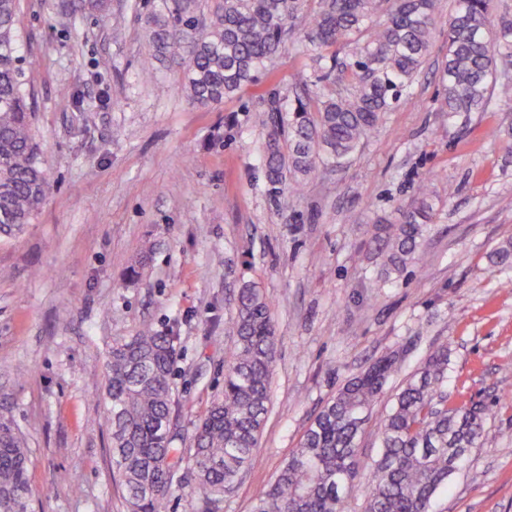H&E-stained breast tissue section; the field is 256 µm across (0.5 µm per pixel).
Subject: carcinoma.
Returning a JSON list of instances; mask_svg holds the SVG:
<instances>
[{
  "label": "carcinoma",
  "mask_w": 512,
  "mask_h": 512,
  "mask_svg": "<svg viewBox=\"0 0 512 512\" xmlns=\"http://www.w3.org/2000/svg\"><path fill=\"white\" fill-rule=\"evenodd\" d=\"M17 0H0V233L23 231L47 189L16 29ZM492 0H454L448 54L440 73L438 111L487 112L493 95L512 97V20H492ZM304 0H221L210 23L203 0H161L145 17L147 58L179 57L180 94L209 107L258 85L259 75L288 44L287 20ZM309 19L314 49L339 46L344 55H314L291 93L265 90L262 145L266 179L276 194L299 193L321 161L340 165L354 154L384 114L408 93L429 55L443 0H317ZM73 15L99 16L108 0H61ZM431 178L425 177L400 224L373 225L385 273L424 262L423 233L433 216ZM512 267V241L489 255ZM234 337L224 366V390L210 403L190 437L175 448L177 416L172 374L179 336L174 327L144 326L112 344L105 355L101 398L116 449L118 480L128 512H165L185 461L200 497L195 512H214L245 469L259 462L269 381L277 353L271 304L257 288L237 291L224 327ZM400 369L391 355L349 379L324 405L298 448L252 512H347L359 474V440L369 412ZM448 344L432 346L406 380L380 425V453L369 466L363 512H432L435 495L455 473L456 454L486 439L482 413L448 401ZM29 450L7 419H0V512H29Z\"/></svg>",
  "instance_id": "cac0c4a2"
}]
</instances>
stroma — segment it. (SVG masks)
<instances>
[{
  "label": "stroma",
  "instance_id": "1",
  "mask_svg": "<svg viewBox=\"0 0 512 512\" xmlns=\"http://www.w3.org/2000/svg\"><path fill=\"white\" fill-rule=\"evenodd\" d=\"M144 0L102 17L59 0H18L16 27L48 188L23 232L0 235V418L27 441L30 512H127L100 398L112 341L177 326L173 387L190 434L224 385V322L243 284L272 305L278 352L260 460L217 512H251L322 406L347 380L397 355L359 441L436 343L452 400L481 407L471 449L432 512H512V269L489 253L512 239V100L448 116L435 96L447 50L439 13L411 95L343 165L318 164L300 194L274 197L260 158L258 89L310 72L303 16L258 88L207 109L183 98L182 67L143 71ZM432 176L426 265L382 273L377 220L396 224Z\"/></svg>",
  "mask_w": 512,
  "mask_h": 512
}]
</instances>
